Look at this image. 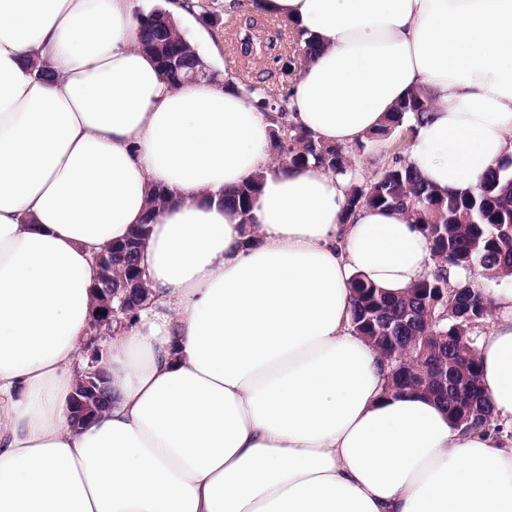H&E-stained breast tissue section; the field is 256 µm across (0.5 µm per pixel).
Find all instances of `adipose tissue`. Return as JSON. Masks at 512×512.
<instances>
[{
	"mask_svg": "<svg viewBox=\"0 0 512 512\" xmlns=\"http://www.w3.org/2000/svg\"><path fill=\"white\" fill-rule=\"evenodd\" d=\"M318 53L289 119L363 139L433 102L406 160L467 192L512 156V0H258ZM132 0H0V512H512V449L419 393L385 394L349 284L433 267L399 210L345 216L348 181L274 168L271 122L229 84L168 88ZM47 64L39 80L31 64ZM260 178L251 227L219 195ZM150 293L110 339L112 405L68 425L96 256L155 187ZM479 341L512 427V289Z\"/></svg>",
	"mask_w": 512,
	"mask_h": 512,
	"instance_id": "ef3b65f1",
	"label": "adipose tissue"
}]
</instances>
